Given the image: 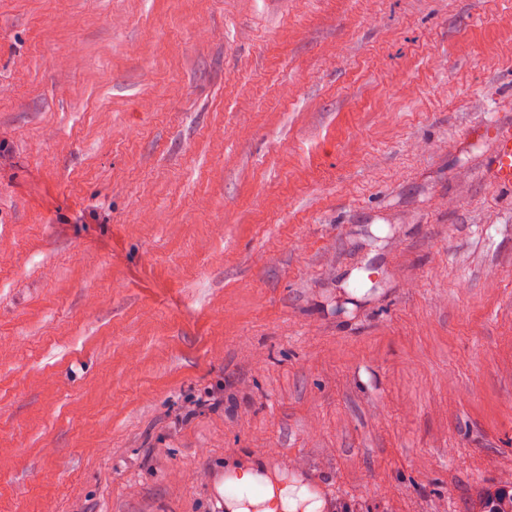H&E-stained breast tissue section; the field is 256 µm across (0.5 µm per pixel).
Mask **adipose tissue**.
<instances>
[{"label":"adipose tissue","mask_w":512,"mask_h":512,"mask_svg":"<svg viewBox=\"0 0 512 512\" xmlns=\"http://www.w3.org/2000/svg\"><path fill=\"white\" fill-rule=\"evenodd\" d=\"M227 512H320L323 502L307 486L290 483L276 487L259 467L247 465L241 475L219 486Z\"/></svg>","instance_id":"obj_1"}]
</instances>
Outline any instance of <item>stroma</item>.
<instances>
[{"label": "stroma", "instance_id": "obj_1", "mask_svg": "<svg viewBox=\"0 0 512 512\" xmlns=\"http://www.w3.org/2000/svg\"><path fill=\"white\" fill-rule=\"evenodd\" d=\"M512 0H0V512L512 487ZM495 141L493 162L494 181L498 187L512 188V125L509 120L498 122L488 129ZM296 482L293 479V483L276 489L272 477L248 464L240 477H229L218 491L225 497L224 506L228 512H320L323 501L319 494ZM236 485H253L260 492L244 497L233 491Z\"/></svg>", "mask_w": 512, "mask_h": 512}]
</instances>
